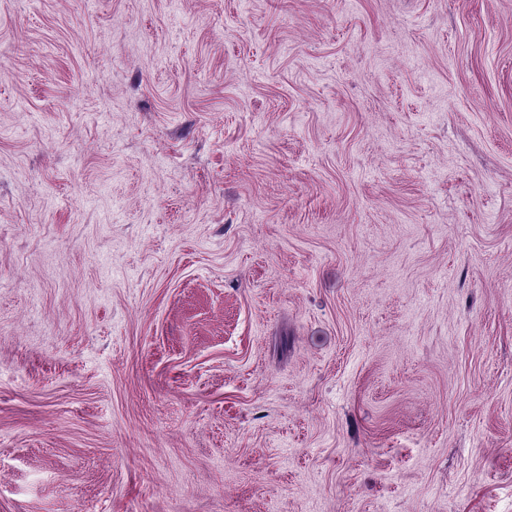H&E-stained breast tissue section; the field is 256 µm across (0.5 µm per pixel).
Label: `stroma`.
<instances>
[{
  "label": "stroma",
  "mask_w": 512,
  "mask_h": 512,
  "mask_svg": "<svg viewBox=\"0 0 512 512\" xmlns=\"http://www.w3.org/2000/svg\"><path fill=\"white\" fill-rule=\"evenodd\" d=\"M0 512H512V0H0Z\"/></svg>",
  "instance_id": "stroma-1"
}]
</instances>
